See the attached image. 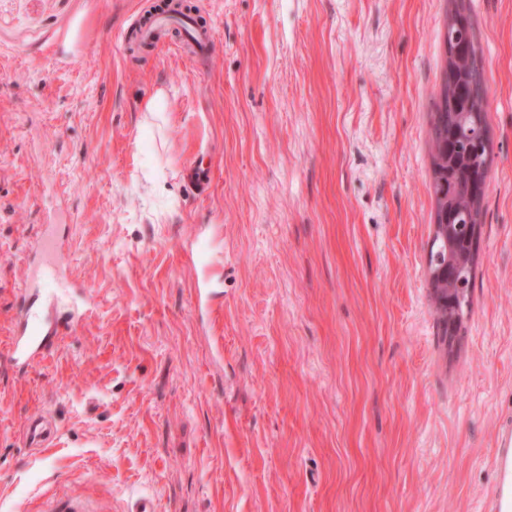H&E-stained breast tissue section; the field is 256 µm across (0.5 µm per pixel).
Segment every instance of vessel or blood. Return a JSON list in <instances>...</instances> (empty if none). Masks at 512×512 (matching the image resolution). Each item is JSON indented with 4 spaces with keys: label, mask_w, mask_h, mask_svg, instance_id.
I'll return each mask as SVG.
<instances>
[{
    "label": "vessel or blood",
    "mask_w": 512,
    "mask_h": 512,
    "mask_svg": "<svg viewBox=\"0 0 512 512\" xmlns=\"http://www.w3.org/2000/svg\"><path fill=\"white\" fill-rule=\"evenodd\" d=\"M170 37L172 45L189 44L191 53L208 50L210 30L196 24L187 14L180 0H168L166 7L148 23L125 33V41L140 44H161ZM38 264L34 270L43 293L24 301L19 313V324L12 341V359L19 368L30 363L53 342L57 325L52 312L58 303L71 301L69 285L63 275V266L57 257V244L53 229L42 232L32 247ZM496 480L485 492L483 512H512V419L499 426L495 451Z\"/></svg>",
    "instance_id": "b4317fda"
}]
</instances>
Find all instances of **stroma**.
<instances>
[{"label":"stroma","mask_w":512,"mask_h":512,"mask_svg":"<svg viewBox=\"0 0 512 512\" xmlns=\"http://www.w3.org/2000/svg\"><path fill=\"white\" fill-rule=\"evenodd\" d=\"M159 2L0 0V512H481L512 417V0H189L208 56L130 60ZM460 6L493 162L446 335L428 132ZM51 219L90 306L22 373Z\"/></svg>","instance_id":"35a3bbf8"}]
</instances>
